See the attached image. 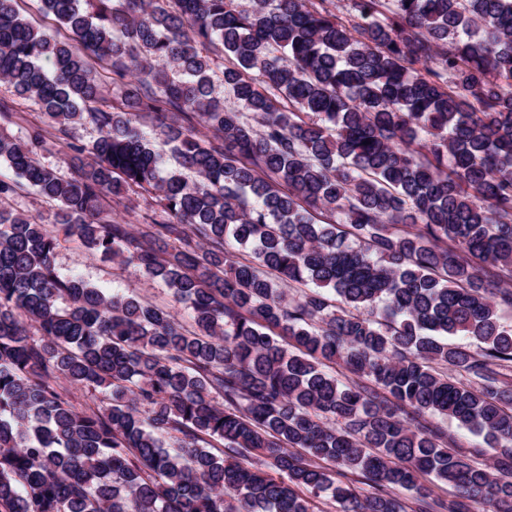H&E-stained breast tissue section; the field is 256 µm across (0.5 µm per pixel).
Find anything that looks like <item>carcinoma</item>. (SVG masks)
<instances>
[{"label": "carcinoma", "mask_w": 512, "mask_h": 512, "mask_svg": "<svg viewBox=\"0 0 512 512\" xmlns=\"http://www.w3.org/2000/svg\"><path fill=\"white\" fill-rule=\"evenodd\" d=\"M41 10L64 38L0 0V81L46 118L17 139L0 102V512H512V0ZM83 121L74 173L38 160ZM22 180L53 227L11 206ZM135 187L157 208L132 229L108 200ZM61 235L161 279L190 326L60 274ZM427 420L439 422L448 433V437L454 440L455 449L466 454L472 461L482 464L489 457V448L481 436H478L466 428L459 427L456 422L443 419L438 416H426Z\"/></svg>", "instance_id": "obj_1"}]
</instances>
